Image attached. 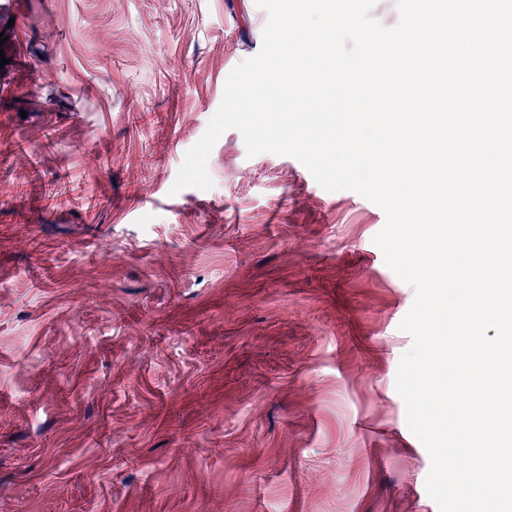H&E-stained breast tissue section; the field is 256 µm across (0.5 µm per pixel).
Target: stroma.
Wrapping results in <instances>:
<instances>
[{
    "mask_svg": "<svg viewBox=\"0 0 512 512\" xmlns=\"http://www.w3.org/2000/svg\"><path fill=\"white\" fill-rule=\"evenodd\" d=\"M267 21L255 0L0 14V512H438L384 211L235 129L211 189H173Z\"/></svg>",
    "mask_w": 512,
    "mask_h": 512,
    "instance_id": "stroma-1",
    "label": "stroma"
}]
</instances>
